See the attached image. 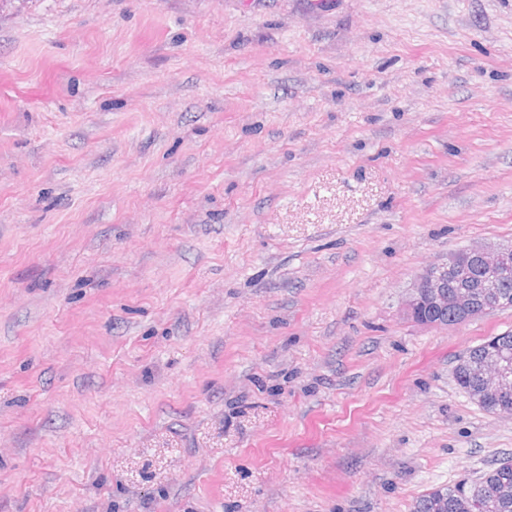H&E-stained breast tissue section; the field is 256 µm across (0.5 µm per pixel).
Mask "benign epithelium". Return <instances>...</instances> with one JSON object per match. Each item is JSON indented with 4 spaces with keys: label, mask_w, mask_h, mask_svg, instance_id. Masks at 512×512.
<instances>
[{
    "label": "benign epithelium",
    "mask_w": 512,
    "mask_h": 512,
    "mask_svg": "<svg viewBox=\"0 0 512 512\" xmlns=\"http://www.w3.org/2000/svg\"><path fill=\"white\" fill-rule=\"evenodd\" d=\"M468 260L479 262L487 276L478 282L471 280ZM511 276V243L496 247L471 244L449 254L446 261L423 268L415 276L403 308L408 318L425 326L439 325L425 313L443 310L457 313V324H464L493 309L512 307V298L496 291L499 281ZM479 371L487 374L489 386L512 388V362L504 357L488 354Z\"/></svg>",
    "instance_id": "obj_1"
}]
</instances>
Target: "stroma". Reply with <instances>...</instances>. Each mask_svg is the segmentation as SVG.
<instances>
[{"label": "stroma", "instance_id": "35a3bbf8", "mask_svg": "<svg viewBox=\"0 0 512 512\" xmlns=\"http://www.w3.org/2000/svg\"><path fill=\"white\" fill-rule=\"evenodd\" d=\"M512 243V0H0V512H410L512 456L425 266Z\"/></svg>", "mask_w": 512, "mask_h": 512}]
</instances>
